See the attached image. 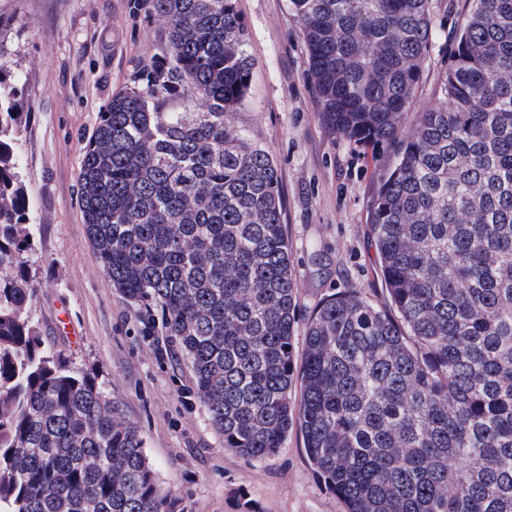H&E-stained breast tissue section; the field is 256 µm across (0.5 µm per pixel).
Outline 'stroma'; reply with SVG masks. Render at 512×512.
Wrapping results in <instances>:
<instances>
[{
  "mask_svg": "<svg viewBox=\"0 0 512 512\" xmlns=\"http://www.w3.org/2000/svg\"><path fill=\"white\" fill-rule=\"evenodd\" d=\"M472 8L473 0H432L435 30L413 112L444 105L450 56ZM238 9L254 66L230 121L278 168L300 355L305 324L327 296L354 289L374 304L386 301L366 229L394 155L323 124L290 0H238ZM168 52L149 0H0V61L24 83L18 152L35 247L22 259L36 286L26 314L73 367L108 386L180 512H345L299 430L264 459L225 447L189 371L143 339L139 307L94 257L77 194L83 147L112 94Z\"/></svg>",
  "mask_w": 512,
  "mask_h": 512,
  "instance_id": "stroma-1",
  "label": "stroma"
}]
</instances>
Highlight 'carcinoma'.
<instances>
[{"instance_id":"carcinoma-1","label":"carcinoma","mask_w":512,"mask_h":512,"mask_svg":"<svg viewBox=\"0 0 512 512\" xmlns=\"http://www.w3.org/2000/svg\"><path fill=\"white\" fill-rule=\"evenodd\" d=\"M430 2L290 0L324 124L396 146L368 224L389 303L328 296L299 364L278 169L230 125L253 68L237 0H152L173 60L112 95L79 173L96 260L224 447L268 457L298 426L346 512H512V0H473L447 104L402 136ZM21 82L0 64V512H177L98 376L25 316ZM187 91L200 108H156Z\"/></svg>"}]
</instances>
